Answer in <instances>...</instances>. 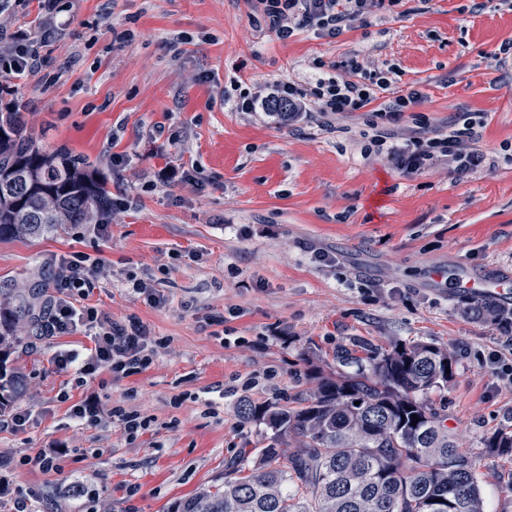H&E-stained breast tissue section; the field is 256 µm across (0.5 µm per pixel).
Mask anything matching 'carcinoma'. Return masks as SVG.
<instances>
[{
	"label": "carcinoma",
	"mask_w": 512,
	"mask_h": 512,
	"mask_svg": "<svg viewBox=\"0 0 512 512\" xmlns=\"http://www.w3.org/2000/svg\"><path fill=\"white\" fill-rule=\"evenodd\" d=\"M111 217L105 176L43 145L18 109L0 112V241ZM37 307L38 296L22 291L0 307V351L39 326ZM466 313L495 318L483 301ZM338 359L357 369L316 376L312 392L292 407L242 405L243 418L266 425L268 444L173 512H485L474 456L431 398L454 378L450 350L395 344L366 363L349 353ZM484 448L512 459V427L494 431Z\"/></svg>",
	"instance_id": "carcinoma-1"
}]
</instances>
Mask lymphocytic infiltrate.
I'll use <instances>...</instances> for the list:
<instances>
[{
  "label": "lymphocytic infiltrate",
  "mask_w": 512,
  "mask_h": 512,
  "mask_svg": "<svg viewBox=\"0 0 512 512\" xmlns=\"http://www.w3.org/2000/svg\"><path fill=\"white\" fill-rule=\"evenodd\" d=\"M263 6L265 27L277 40L285 41L299 28H313L335 38L349 29L354 21L368 20L376 11L385 7L387 0H260ZM362 64L351 61L347 74L318 80L314 87L288 80L271 86H259L255 90L240 91L235 109L239 112H255L267 109L269 102L283 100L289 112L317 114L322 126H329L333 116L355 112L370 104L378 92H388L389 78L371 74L368 81H359ZM422 96L412 90L404 95L390 97L378 114L388 125L379 129L369 142V151L387 152L394 155L404 175H411L425 167L443 163L459 173L478 167L493 168L494 160L478 152L475 144L479 134L474 126L461 118H453L447 131L420 124L406 146L394 142L390 126L399 122L404 112L420 105ZM101 276L98 265L81 261L64 262L58 269L57 295L46 306L42 321L44 335L58 336L70 333L77 325H85L94 331V345L85 356L69 353L56 357L59 368L77 366L85 375L95 374L107 368L118 376H131L147 370L153 363L158 342L149 329L141 323H117L99 317L95 308H76L69 299L71 291L89 296L97 287ZM74 419L86 423L101 422L103 417L119 422L128 436H137L147 427V420L140 413L121 408L102 415L98 405L85 401L72 408Z\"/></svg>",
  "instance_id": "1"
}]
</instances>
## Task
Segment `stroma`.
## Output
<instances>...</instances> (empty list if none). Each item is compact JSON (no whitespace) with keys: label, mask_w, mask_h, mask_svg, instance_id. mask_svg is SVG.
<instances>
[{"label":"stroma","mask_w":512,"mask_h":512,"mask_svg":"<svg viewBox=\"0 0 512 512\" xmlns=\"http://www.w3.org/2000/svg\"><path fill=\"white\" fill-rule=\"evenodd\" d=\"M58 25L37 0H0V34H25L36 61L9 75L0 57V111L22 104L28 126L112 181L107 227L0 242V287L42 288L59 261L87 255L108 273L87 298L100 317L137 320L161 338L151 367L118 377L59 371L52 358L91 340L23 333L0 353L22 391L0 412L12 487L31 512H171L222 483L243 451L265 447L241 403L291 406L313 376L403 343L448 347L455 376L434 391L447 425L475 455L486 512H512L500 488L512 461L483 441L512 421V349L470 299L430 270L512 271V6L504 0H397L336 38L261 29L259 0H58ZM418 90L416 113L447 129L467 114L494 171L444 164L403 176L387 154H365L367 110L288 121L239 112L236 87L346 73L351 60ZM155 288V306L132 280ZM138 411L148 427L82 424L71 408ZM57 449V466L34 465Z\"/></svg>","instance_id":"stroma-1"}]
</instances>
